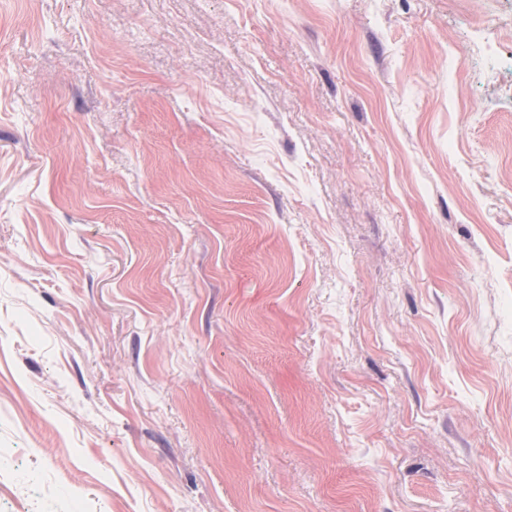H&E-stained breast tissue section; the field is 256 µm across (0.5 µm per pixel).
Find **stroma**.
<instances>
[{"label": "stroma", "mask_w": 512, "mask_h": 512, "mask_svg": "<svg viewBox=\"0 0 512 512\" xmlns=\"http://www.w3.org/2000/svg\"><path fill=\"white\" fill-rule=\"evenodd\" d=\"M0 512H512V0H0Z\"/></svg>", "instance_id": "1"}]
</instances>
